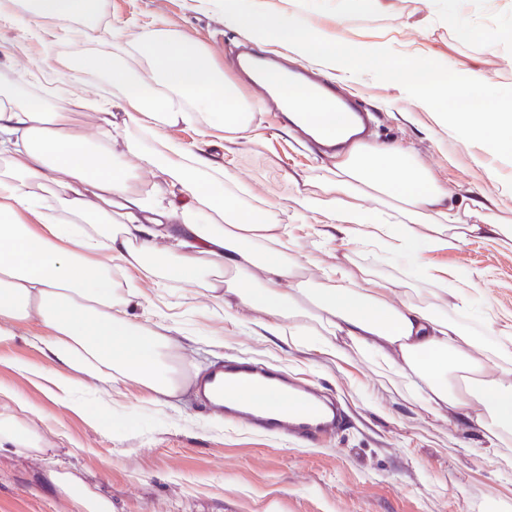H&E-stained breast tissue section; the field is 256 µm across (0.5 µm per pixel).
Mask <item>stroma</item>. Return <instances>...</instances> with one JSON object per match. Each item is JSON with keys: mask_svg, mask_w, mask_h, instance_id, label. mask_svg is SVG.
Returning <instances> with one entry per match:
<instances>
[{"mask_svg": "<svg viewBox=\"0 0 512 512\" xmlns=\"http://www.w3.org/2000/svg\"><path fill=\"white\" fill-rule=\"evenodd\" d=\"M394 15L426 20L429 61L452 70L480 69L495 86L504 109L512 108V70L488 55L482 34H501V54H512V0H391ZM465 14L470 33L454 22ZM122 25L136 33L169 27L202 46L242 96L253 85L239 71L240 32L225 24L222 0H103L99 30ZM25 38L29 57L1 68L9 82L28 96L53 100L47 77L37 73L44 46L24 28H0L4 41ZM342 94L362 93L375 113L373 140L408 149L448 187L453 203L466 206L487 195L499 214L512 219V159L485 152L440 127L431 113L398 100L379 65L339 83ZM199 124L171 128L172 136L204 149L218 163L233 161L243 182L262 199L279 205L306 274L344 258L390 280L398 296L423 297L443 304L445 296L427 280L407 281L394 267L374 261L348 243L332 224L302 221L294 198L317 193L334 167L331 156L295 144L288 125L277 123L268 106L254 108L248 137L232 144L220 138L203 143ZM425 264L473 278L472 312L449 309L448 316L483 338L488 348L512 341V244L480 238L445 250L428 251ZM134 312L151 308L167 315L166 326L184 330L179 357L197 374L218 359L243 357L309 382L338 399L350 423L330 440L304 446L290 436L265 434L244 422L229 423L200 408L192 389L156 407L130 382L112 386L123 404L121 418L92 423L49 400L17 362L44 363L30 326L0 345V383L40 407L50 447L48 458L0 454V512H74L71 503L41 480L48 461L73 471L89 488L112 499V512H512V440L497 452L485 451L481 429L426 411L416 393L393 383L360 354L333 363L305 346L264 336L252 314L236 309L234 319L207 308L200 288L168 295L153 283L141 285ZM491 308L498 320L487 329L477 314Z\"/></svg>", "mask_w": 512, "mask_h": 512, "instance_id": "35a3bbf8", "label": "stroma"}]
</instances>
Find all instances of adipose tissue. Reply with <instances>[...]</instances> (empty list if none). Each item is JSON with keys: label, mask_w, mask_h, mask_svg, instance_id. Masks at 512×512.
<instances>
[{"label": "adipose tissue", "mask_w": 512, "mask_h": 512, "mask_svg": "<svg viewBox=\"0 0 512 512\" xmlns=\"http://www.w3.org/2000/svg\"><path fill=\"white\" fill-rule=\"evenodd\" d=\"M101 0H8L0 22L21 18L27 29L57 43L97 19ZM388 0H336V25L315 27L269 0H224V21L247 39L285 47L294 59L347 76L378 61L403 100L433 113L438 124L465 140L512 155V113L501 111L496 90L480 70L456 77L434 64L400 58L392 37L363 42L350 37L349 15L389 13ZM145 64L132 79L118 55ZM58 98L90 106L104 125L121 109L141 132L129 142L133 164L91 143L66 111H46L41 99L18 100L0 88V344L16 327L36 324L49 366L22 363L17 372L45 395L94 421L118 415L111 398L89 409L84 383L111 390L133 381L164 405L183 386L172 364L176 337L132 320L129 310L148 280L168 291L204 288L227 310L256 313L268 336L309 342L321 358L346 361L348 349L415 389L421 405L451 422L481 428L490 446L512 437V348L501 347L490 370L481 338L449 319L438 305L394 298L389 281L353 263L324 267L321 281L300 279L304 267L278 207L238 202L246 186L233 165L212 161L168 135V128L204 117L202 136L248 131L251 114L238 89L208 55L178 33L154 28L130 35L109 31L106 47L80 58L53 54ZM95 73L120 92L118 103L89 100L83 74ZM288 109L309 115L310 127H343L345 113L303 89L286 91ZM162 175L169 205L133 195V174ZM61 200L45 204L42 192ZM374 207H366V200ZM299 215L314 214L341 229L351 243L378 250L385 263L448 290L468 309L472 279L425 267L423 252L478 236L512 241V222L477 199L478 223L453 213L448 190L431 170L395 146L353 143L337 155L320 192L295 198ZM120 214L122 223L112 221ZM289 290H281L282 281ZM37 406L0 384V452L46 455L43 435L29 423ZM50 484L76 512H112L111 498L87 488L65 468L48 471Z\"/></svg>", "instance_id": "obj_1"}]
</instances>
